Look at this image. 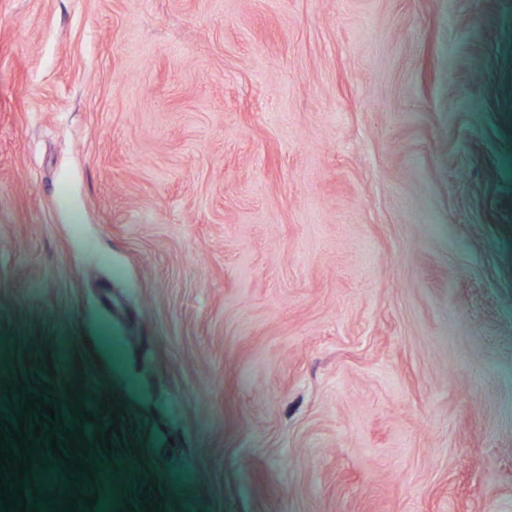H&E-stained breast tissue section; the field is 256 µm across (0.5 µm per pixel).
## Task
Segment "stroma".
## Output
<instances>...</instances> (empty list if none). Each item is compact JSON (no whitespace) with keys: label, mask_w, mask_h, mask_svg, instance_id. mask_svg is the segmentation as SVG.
<instances>
[{"label":"stroma","mask_w":512,"mask_h":512,"mask_svg":"<svg viewBox=\"0 0 512 512\" xmlns=\"http://www.w3.org/2000/svg\"><path fill=\"white\" fill-rule=\"evenodd\" d=\"M46 385L76 512H512V0H0Z\"/></svg>","instance_id":"1"}]
</instances>
